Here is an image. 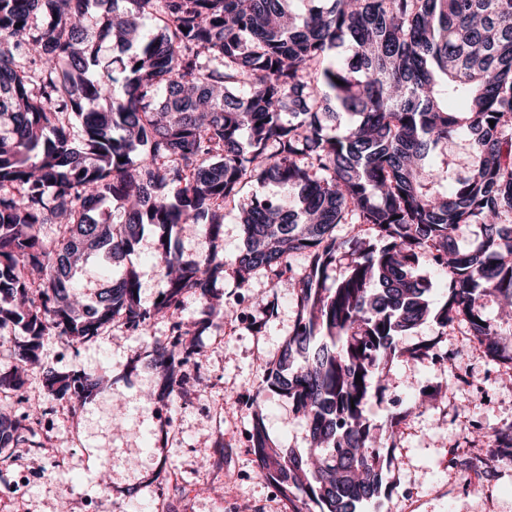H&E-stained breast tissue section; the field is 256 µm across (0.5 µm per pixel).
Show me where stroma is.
I'll return each mask as SVG.
<instances>
[{
  "label": "stroma",
  "instance_id": "stroma-1",
  "mask_svg": "<svg viewBox=\"0 0 512 512\" xmlns=\"http://www.w3.org/2000/svg\"><path fill=\"white\" fill-rule=\"evenodd\" d=\"M157 247V235L145 232L124 261L138 271L148 306L166 287ZM276 281L269 271L256 272L244 288L229 275L215 281L232 317L200 338V390L164 403L148 400L158 374L137 356L149 350L152 339L168 336V318L152 319L145 336L129 335L116 322L84 343L46 337L45 365L84 370L110 386L74 408L45 391L40 373L28 377V396L49 412L36 430L49 439L40 448L0 452V512H84L86 496L97 500L99 512H130L127 496L135 490L151 510L161 505L166 512H293L258 476L243 436L251 420L249 399L262 388L298 315L294 296ZM255 296L271 302L273 317L252 307ZM430 342L448 351L452 364L410 356L411 348ZM403 345L405 354L388 364V388L366 409L375 427L386 425L393 412L403 417L388 454L391 489L365 512H512V463L491 473L447 465L449 450L492 447L494 430L512 424V369L487 359L462 324L443 335L434 323H423ZM426 388L441 389V397L426 412L406 413ZM262 411L273 437L305 447L307 429L286 398L266 395ZM163 420L172 427L161 439ZM34 469L39 477L14 492V481Z\"/></svg>",
  "mask_w": 512,
  "mask_h": 512
}]
</instances>
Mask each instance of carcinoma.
<instances>
[{"label":"carcinoma","mask_w":512,"mask_h":512,"mask_svg":"<svg viewBox=\"0 0 512 512\" xmlns=\"http://www.w3.org/2000/svg\"><path fill=\"white\" fill-rule=\"evenodd\" d=\"M68 2L0 0V326L22 331L0 393L27 399L26 371L40 368L50 395L82 405L100 379L42 366L44 337L84 342L114 320L140 336L168 314L149 397L181 395L199 330L224 318L212 284L228 267L242 287L273 271L299 313L251 399L258 475L295 512H362L389 489L393 427L373 430L365 412L404 336L462 322L488 359L512 364L502 324L485 315L489 299L512 304V0ZM91 25L119 51L120 72L101 63ZM456 141L464 173L448 156ZM248 183L284 184L288 197L243 199ZM227 203L245 234L232 259L215 246ZM185 224L214 243L191 262L168 246ZM340 224L372 236H339ZM462 224L474 227L467 247ZM147 227L160 232L163 299L144 307L129 268L79 301V261L129 255ZM296 255L304 272L283 277ZM424 255L448 280L442 302L419 274ZM191 295L205 314L193 330L173 318ZM264 392L292 403L307 447L272 437ZM35 412H0V449L26 444ZM494 437L452 451L454 466L512 457V425Z\"/></svg>","instance_id":"carcinoma-1"}]
</instances>
